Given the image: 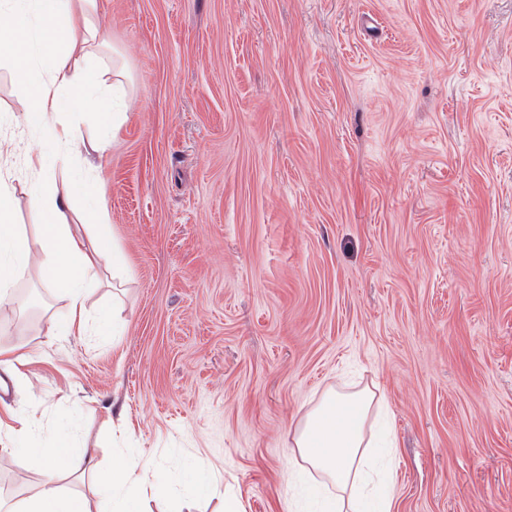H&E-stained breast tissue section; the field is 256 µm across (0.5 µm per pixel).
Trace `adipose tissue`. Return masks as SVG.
<instances>
[{
	"instance_id": "ef3b65f1",
	"label": "adipose tissue",
	"mask_w": 512,
	"mask_h": 512,
	"mask_svg": "<svg viewBox=\"0 0 512 512\" xmlns=\"http://www.w3.org/2000/svg\"><path fill=\"white\" fill-rule=\"evenodd\" d=\"M0 57L8 58L14 77L27 91L24 125L48 137L58 158L80 143V119L98 111L101 134L85 145L87 173L58 191L47 172L44 152L29 154L15 180L26 186L40 221L39 249L31 251L14 222L12 182L0 177V307L15 300V283L31 265H39L42 281L67 299L70 313L53 325L52 335L81 336L94 328L111 335L114 319L100 310L88 319L86 301L102 288V269L112 272V290L127 273L122 250L108 235L110 214L105 187L94 159L107 149V133L117 123L112 93L127 78L125 70L105 74L97 48L103 40L95 0H0ZM80 222H73V214ZM375 402L366 388L339 386L325 391L292 437V448L320 475V512H393L395 495L386 489L371 500L364 482L369 465L367 424ZM27 457L42 466V480L32 489L0 497V512H142L143 501L158 493L156 484L126 456L116 454L109 466L92 463L79 476L83 491L64 490L59 480L63 453L50 443L28 449Z\"/></svg>"
}]
</instances>
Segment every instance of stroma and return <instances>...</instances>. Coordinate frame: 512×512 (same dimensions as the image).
<instances>
[{
    "mask_svg": "<svg viewBox=\"0 0 512 512\" xmlns=\"http://www.w3.org/2000/svg\"><path fill=\"white\" fill-rule=\"evenodd\" d=\"M127 61L103 153L131 279L111 336H53L36 270L0 314L25 345L0 448L72 417L86 466L130 450L152 512H315L290 435L374 389L395 512H512V0H97ZM0 63V139L38 134Z\"/></svg>",
    "mask_w": 512,
    "mask_h": 512,
    "instance_id": "1",
    "label": "stroma"
}]
</instances>
